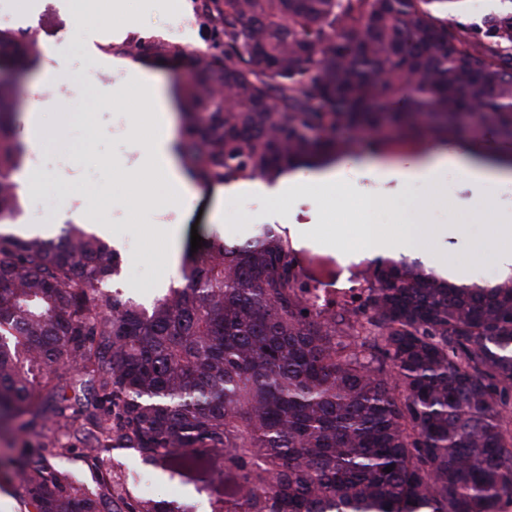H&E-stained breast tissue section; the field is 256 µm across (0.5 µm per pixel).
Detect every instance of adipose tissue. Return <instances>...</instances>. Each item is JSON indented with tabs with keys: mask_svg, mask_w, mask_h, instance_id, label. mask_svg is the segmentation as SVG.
Here are the masks:
<instances>
[{
	"mask_svg": "<svg viewBox=\"0 0 512 512\" xmlns=\"http://www.w3.org/2000/svg\"><path fill=\"white\" fill-rule=\"evenodd\" d=\"M131 73L142 85L144 96L153 107L152 112L146 113L141 120L142 126L150 131L149 155L143 177L147 180L158 177L179 187L181 191H188L189 180L176 161V140L171 131L170 111L174 97L161 92L143 68L134 67ZM69 78L70 70L65 61L60 60L45 69L39 86L35 87L32 108L25 117L24 140L29 153H38L47 135L40 116L44 86L65 82ZM449 169L461 173L479 190V199L472 203L471 209L474 217L485 226V246L492 252L500 268H512V216L497 214L490 204L491 194L496 188L512 183V169L490 164L475 155L440 149L428 158L399 168L398 174L405 181L423 182L436 189L442 174ZM434 197L440 201L444 195L436 189ZM360 235L362 249L371 258L389 257L410 249L424 253L445 241H455L456 253L439 260L437 268L444 277L455 283H466L471 279V259L464 225L420 223L400 233L384 224L364 223L360 226Z\"/></svg>",
	"mask_w": 512,
	"mask_h": 512,
	"instance_id": "adipose-tissue-1",
	"label": "adipose tissue"
}]
</instances>
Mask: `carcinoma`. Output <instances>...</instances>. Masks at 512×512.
I'll return each mask as SVG.
<instances>
[{
  "mask_svg": "<svg viewBox=\"0 0 512 512\" xmlns=\"http://www.w3.org/2000/svg\"><path fill=\"white\" fill-rule=\"evenodd\" d=\"M460 2L203 0L219 52L177 53L196 70L185 170L209 188L321 167L357 145L339 128L372 130L370 149L390 126L445 142L462 121L512 140V0L479 41ZM37 55L0 31V71ZM20 105L0 79V224L20 213ZM120 273L83 226L0 233V419L35 512H192L77 487L27 440L48 422L94 461L137 449L210 512H512V277L457 285L401 255L323 296L270 224L186 247L148 304L107 289Z\"/></svg>",
  "mask_w": 512,
  "mask_h": 512,
  "instance_id": "cac0c4a2",
  "label": "carcinoma"
}]
</instances>
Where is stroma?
Wrapping results in <instances>:
<instances>
[{"label": "stroma", "instance_id": "1", "mask_svg": "<svg viewBox=\"0 0 512 512\" xmlns=\"http://www.w3.org/2000/svg\"><path fill=\"white\" fill-rule=\"evenodd\" d=\"M202 0H127L124 10L113 8L111 0H86L76 10L70 0H0V18L18 17L17 31L35 38L39 58L23 82L32 89L52 57L68 61L77 77L71 96H54L43 113V123L53 130L42 155H57L63 163L38 170V193L54 200L48 213L19 216L11 232L23 235H58L65 214L83 211L93 224H108L119 234L122 275L116 286L142 301L154 298L159 288L177 283L180 267L170 260L171 245L154 227L174 222L182 225L183 239L192 234L215 233L242 238L262 224L287 228L311 224L319 236L331 241L328 249L299 248L300 256L322 261L325 292L336 293L360 287L369 259L360 255L359 224L361 204L373 197L382 201L375 220L402 229L415 223V207L430 195L422 183H408L395 175V168L408 165L430 153L431 141L404 142L398 131H387L388 141L377 152L356 146L335 163L336 190L272 197L268 182L239 181L226 185L223 200H214L206 188L191 185L183 199H173L167 186L158 184L153 199H140L138 176L146 164L148 144L134 120V106L144 99L129 78L128 68H147L160 88H186L194 74L175 59L178 51L205 49L213 44V29L201 8ZM94 45L110 59L111 83L97 75H85L87 45ZM80 129V137L64 138V129ZM448 149L475 151L485 156L512 154V143L501 141L489 129L462 127L448 142ZM388 168L376 174L360 168L366 156ZM448 203L429 207L430 224H462L472 240H479L482 228L474 221L465 201L476 192L464 179L444 183ZM18 438L13 424L0 426V512H32L19 478L5 463ZM57 466L68 471L76 484L98 490L99 473L112 478V491L129 502L141 500L144 492L155 499L188 503L194 512H210L206 493L170 477L144 463L130 448H114L99 461L87 459L84 449L74 448L57 458Z\"/></svg>", "mask_w": 512, "mask_h": 512}]
</instances>
